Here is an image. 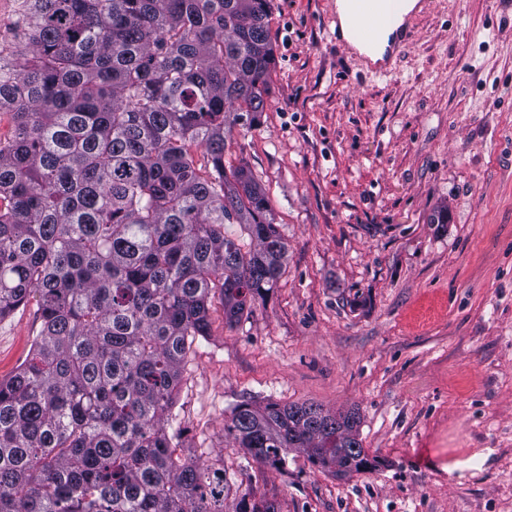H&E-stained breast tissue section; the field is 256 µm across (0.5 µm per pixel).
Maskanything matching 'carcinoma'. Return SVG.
Instances as JSON below:
<instances>
[{
  "label": "carcinoma",
  "instance_id": "cac0c4a2",
  "mask_svg": "<svg viewBox=\"0 0 512 512\" xmlns=\"http://www.w3.org/2000/svg\"><path fill=\"white\" fill-rule=\"evenodd\" d=\"M271 0H22L0 64V320L41 328L0 381V512H224V469L169 432L214 300L231 325L284 272L266 192L228 136L266 109ZM243 227L250 244L224 230ZM356 409L237 404L255 460L372 473ZM234 512H277L246 492Z\"/></svg>",
  "mask_w": 512,
  "mask_h": 512
}]
</instances>
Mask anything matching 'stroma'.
<instances>
[{"mask_svg":"<svg viewBox=\"0 0 512 512\" xmlns=\"http://www.w3.org/2000/svg\"><path fill=\"white\" fill-rule=\"evenodd\" d=\"M272 94L232 152L266 189L288 260L184 366L177 454L278 512H512V0H431L386 77L328 34L336 0H272ZM447 210L448 221L430 223ZM36 303L0 320V380ZM244 401L359 409L378 472L279 470L224 432Z\"/></svg>","mask_w":512,"mask_h":512,"instance_id":"1","label":"stroma"}]
</instances>
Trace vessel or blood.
Returning a JSON list of instances; mask_svg holds the SVG:
<instances>
[{"label":"vessel or blood","mask_w":512,"mask_h":512,"mask_svg":"<svg viewBox=\"0 0 512 512\" xmlns=\"http://www.w3.org/2000/svg\"><path fill=\"white\" fill-rule=\"evenodd\" d=\"M344 12L336 20L338 44L357 55L367 73H391L414 29L410 0H343Z\"/></svg>","instance_id":"1"}]
</instances>
